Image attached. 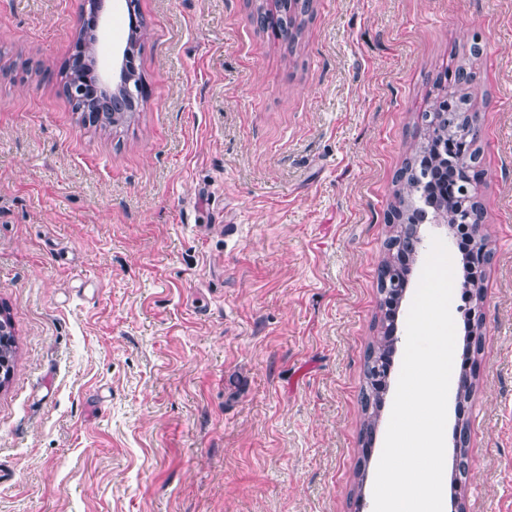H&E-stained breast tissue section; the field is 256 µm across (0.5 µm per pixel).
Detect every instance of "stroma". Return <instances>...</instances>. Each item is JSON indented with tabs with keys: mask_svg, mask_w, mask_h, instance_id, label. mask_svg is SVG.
Instances as JSON below:
<instances>
[{
	"mask_svg": "<svg viewBox=\"0 0 512 512\" xmlns=\"http://www.w3.org/2000/svg\"><path fill=\"white\" fill-rule=\"evenodd\" d=\"M79 4L0 0V512H371L386 216L475 43L493 260L443 499L512 512V0H313L293 48L250 0H139L146 99L113 128L62 91ZM381 336V335H380ZM380 336H377L375 340L371 342L368 347L365 366V384L362 387V411L363 421L361 433L367 434L375 429L378 418L379 408L381 405L382 397L386 391V388L379 381H375L371 378L372 367L371 363L375 364L380 359H387L393 353V347L388 346Z\"/></svg>",
	"mask_w": 512,
	"mask_h": 512,
	"instance_id": "1",
	"label": "stroma"
}]
</instances>
